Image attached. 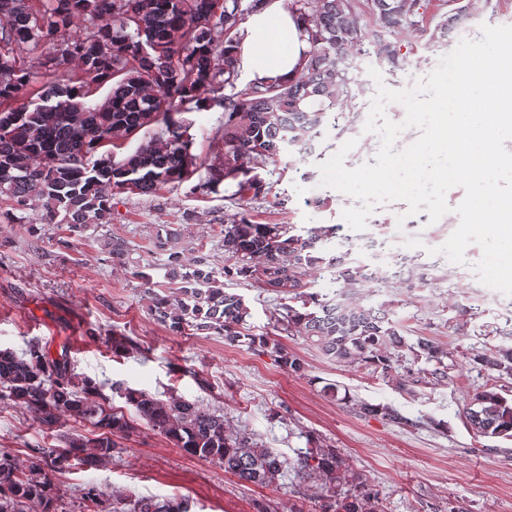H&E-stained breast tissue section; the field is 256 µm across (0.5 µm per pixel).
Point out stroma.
I'll return each mask as SVG.
<instances>
[{
    "instance_id": "1",
    "label": "stroma",
    "mask_w": 512,
    "mask_h": 512,
    "mask_svg": "<svg viewBox=\"0 0 512 512\" xmlns=\"http://www.w3.org/2000/svg\"><path fill=\"white\" fill-rule=\"evenodd\" d=\"M484 24L512 26V0H474L467 18L442 42L402 37L399 65L371 49L359 56L352 75L365 93L310 149L281 156L265 176L267 196L231 198V183L208 196L190 193L185 185L152 194L121 192L112 201L111 223L76 242L61 224H0V348L19 352L39 344L75 373L103 383L112 405L130 417L135 409L120 395L123 387L223 407L235 430L254 434L290 460L309 440L332 444L379 491L385 512H512V439L475 435L459 415L474 392L493 382L476 365L458 360L449 382L402 392L371 369L337 366L302 337L277 330L270 316L280 311L283 296L242 280L228 279L224 286L242 295L250 309L246 333L277 340L303 361L304 372H290L270 356L215 334H173L151 315L152 293H175L165 256L153 247L159 226L189 225L181 248L208 255L220 268L224 222L244 213L258 224L337 226L330 252L338 257L381 253V261L368 266L372 281L351 294L367 307L391 303L408 340L426 336L452 352L500 344L502 332L512 329V296L480 281L481 247L469 245L459 263L440 252L459 225L455 209L463 188L447 192L449 211L438 221L424 212L408 214L406 202L392 201L375 207L358 231L343 217L357 199L321 186L319 170L349 140L354 147L344 159L346 168L374 163L381 136L367 130L366 122L378 87L411 88L461 40L481 39ZM221 116L218 108L184 115L200 160H211L221 147ZM282 194L289 201L281 208L276 201ZM111 234L130 241L128 260L118 263L105 253L102 240ZM116 336L130 339L128 352H113ZM200 376L208 390L197 385ZM329 382L343 385L349 400L326 396L322 388ZM363 403L397 408L408 422L363 415ZM59 444L33 414L0 399V450L23 459L33 449ZM118 446L105 466L55 474L66 505L78 503L84 488L94 484L132 497L186 495L191 512H256L259 503L272 512H324L319 485L291 472L269 486L239 482L144 422Z\"/></svg>"
}]
</instances>
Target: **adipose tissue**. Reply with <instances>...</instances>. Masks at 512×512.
Masks as SVG:
<instances>
[{"instance_id":"adipose-tissue-1","label":"adipose tissue","mask_w":512,"mask_h":512,"mask_svg":"<svg viewBox=\"0 0 512 512\" xmlns=\"http://www.w3.org/2000/svg\"><path fill=\"white\" fill-rule=\"evenodd\" d=\"M283 2L268 0L240 27V65L249 80H294L310 49L306 22Z\"/></svg>"}]
</instances>
